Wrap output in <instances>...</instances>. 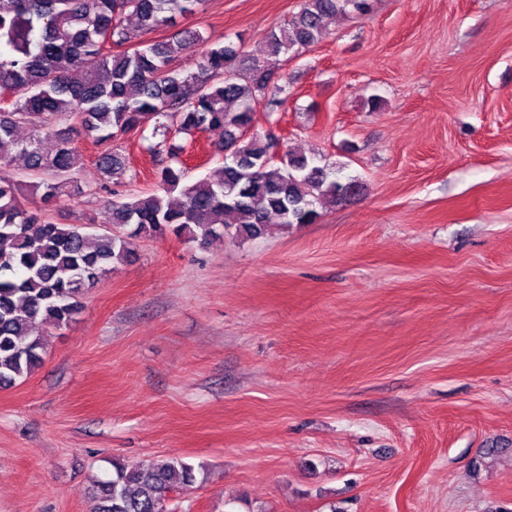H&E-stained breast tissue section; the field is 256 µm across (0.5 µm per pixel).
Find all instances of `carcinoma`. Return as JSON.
I'll return each mask as SVG.
<instances>
[{"label":"carcinoma","mask_w":512,"mask_h":512,"mask_svg":"<svg viewBox=\"0 0 512 512\" xmlns=\"http://www.w3.org/2000/svg\"><path fill=\"white\" fill-rule=\"evenodd\" d=\"M205 0H0V93H14L0 108V384L25 379L41 364L49 330L72 321L91 285L131 254L132 240L172 233L205 244L224 234L256 239L275 215L284 225L312 224L316 205L356 192L314 157L286 152L269 159L272 136L251 126L257 105L277 112L288 86L262 62L226 40L209 46L196 73L170 65L205 38L182 36L129 49V19L143 31L195 14ZM369 0H302L287 26L269 30L264 52L297 53L317 44L324 21L364 13ZM26 127L30 134L18 136ZM213 128L224 130L216 151L224 164L186 182L183 149L173 140ZM151 130L148 150L167 161L158 168L163 194L118 197L112 227L89 233L54 224L21 200L22 183L8 174L16 157L41 179L32 194L48 205L73 182L76 135L102 146L97 162L119 183L126 164L117 137ZM53 148L46 152L43 142ZM180 201H171L173 193ZM195 466L173 457L152 465L112 461V474L89 490L93 512H175L169 493L197 482Z\"/></svg>","instance_id":"obj_1"}]
</instances>
